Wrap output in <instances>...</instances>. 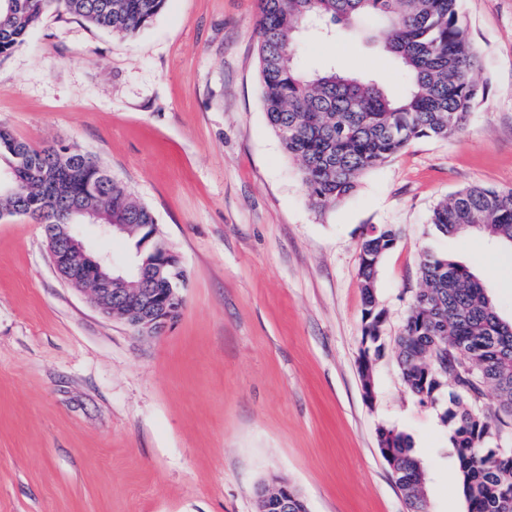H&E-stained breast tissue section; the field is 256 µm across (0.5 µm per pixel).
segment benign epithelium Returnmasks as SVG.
<instances>
[{"label":"benign epithelium","instance_id":"obj_1","mask_svg":"<svg viewBox=\"0 0 512 512\" xmlns=\"http://www.w3.org/2000/svg\"><path fill=\"white\" fill-rule=\"evenodd\" d=\"M49 255L62 280L91 292L99 312L119 318L140 334H159L180 314L183 298L180 288L167 283L164 288H146L148 280H158L148 264L131 263L119 266L109 255H92L80 231V224H61L56 235L49 238ZM93 268L87 274V268ZM289 485L261 484L256 489L257 512H268L263 503L269 496L277 498L280 512H288Z\"/></svg>","mask_w":512,"mask_h":512}]
</instances>
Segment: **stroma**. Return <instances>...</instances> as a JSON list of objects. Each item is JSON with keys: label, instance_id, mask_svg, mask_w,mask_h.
<instances>
[{"label": "stroma", "instance_id": "1", "mask_svg": "<svg viewBox=\"0 0 512 512\" xmlns=\"http://www.w3.org/2000/svg\"><path fill=\"white\" fill-rule=\"evenodd\" d=\"M460 10L487 88L468 126L412 141L323 213L263 112L260 0H168L127 36L51 13L0 59V126L97 155L154 211L186 277L179 317L144 337L60 279L42 225L0 217V512H257L276 478L309 512H408L381 425L424 461L428 512H466L440 410L407 390L396 354L426 252L468 266L512 320V250L429 222L461 188H512V0ZM297 57L405 89L364 35L310 32ZM390 224L369 403L360 243Z\"/></svg>", "mask_w": 512, "mask_h": 512}]
</instances>
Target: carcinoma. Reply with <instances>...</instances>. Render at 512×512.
Listing matches in <instances>:
<instances>
[{
	"mask_svg": "<svg viewBox=\"0 0 512 512\" xmlns=\"http://www.w3.org/2000/svg\"><path fill=\"white\" fill-rule=\"evenodd\" d=\"M167 0H0V57L21 46L50 12L130 35ZM382 28L377 41L400 65L407 87L389 95L382 83L324 67L303 73L294 48L304 29L359 31L367 18ZM262 104L288 156L301 163L311 205L324 211L357 190L361 177L420 138L460 132L484 90L473 75L478 53L467 36L459 0H261L258 21ZM0 213L23 214L44 225L91 216L130 224L128 257L139 260L164 239L157 218L100 159L77 143L35 147L0 128ZM442 235L481 232L512 245V189L469 186L431 212ZM398 239L392 225L366 230L360 245L362 293L360 376L374 385L385 311L376 295L378 268ZM424 285L397 337V362L409 392L438 406L456 450L458 483L467 512H512V449L499 443L512 431V321L499 316L481 279L467 266L426 252ZM496 403L486 402V391ZM378 446L408 506L427 512L426 470L408 437L377 430Z\"/></svg>",
	"mask_w": 512,
	"mask_h": 512,
	"instance_id": "obj_1",
	"label": "carcinoma"
}]
</instances>
